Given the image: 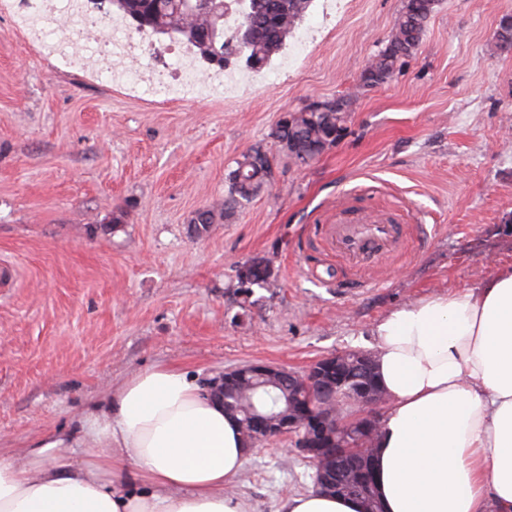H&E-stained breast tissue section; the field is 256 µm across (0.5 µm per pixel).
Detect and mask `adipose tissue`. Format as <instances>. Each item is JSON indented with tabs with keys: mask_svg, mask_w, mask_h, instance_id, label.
Listing matches in <instances>:
<instances>
[{
	"mask_svg": "<svg viewBox=\"0 0 512 512\" xmlns=\"http://www.w3.org/2000/svg\"><path fill=\"white\" fill-rule=\"evenodd\" d=\"M387 398L374 450L382 512H512V263L479 286L402 305L373 327ZM88 449L72 462L73 445ZM238 422L185 371L135 373L82 422L0 457V512H249L224 488ZM134 470L140 484L125 483ZM279 512H364L310 490Z\"/></svg>",
	"mask_w": 512,
	"mask_h": 512,
	"instance_id": "ef3b65f1",
	"label": "adipose tissue"
}]
</instances>
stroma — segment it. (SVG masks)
Here are the masks:
<instances>
[{"label": "stroma", "instance_id": "1", "mask_svg": "<svg viewBox=\"0 0 512 512\" xmlns=\"http://www.w3.org/2000/svg\"><path fill=\"white\" fill-rule=\"evenodd\" d=\"M401 0H322L287 77L242 98L162 101L63 67L0 15V448L78 432L103 395L158 364L197 382L266 362L305 370L374 351L397 306L477 286L512 263V51L491 50L512 0H438L425 34L386 84L360 74ZM350 99L336 143L306 165L269 137L282 113ZM261 145L272 176L249 203L195 236L223 202L236 159ZM424 225L379 284L332 260L315 225L342 201ZM271 259L264 287L240 265ZM285 439L250 452L228 488L278 512L313 486Z\"/></svg>", "mask_w": 512, "mask_h": 512}]
</instances>
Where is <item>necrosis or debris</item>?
I'll return each instance as SVG.
<instances>
[{
  "instance_id": "obj_1",
  "label": "necrosis or debris",
  "mask_w": 512,
  "mask_h": 512,
  "mask_svg": "<svg viewBox=\"0 0 512 512\" xmlns=\"http://www.w3.org/2000/svg\"><path fill=\"white\" fill-rule=\"evenodd\" d=\"M28 40L68 68L125 87L135 95L164 99L217 97L238 91L228 74L199 75L186 52H159L151 37L98 15L95 0H0Z\"/></svg>"
}]
</instances>
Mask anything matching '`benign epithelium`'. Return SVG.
<instances>
[{
  "label": "benign epithelium",
  "instance_id": "7a95c632",
  "mask_svg": "<svg viewBox=\"0 0 512 512\" xmlns=\"http://www.w3.org/2000/svg\"><path fill=\"white\" fill-rule=\"evenodd\" d=\"M353 356L352 365L371 374L374 355L353 351L331 354L311 364L304 371L284 366L250 362L224 370L207 381V389L221 401L226 395L247 380L261 381L279 378L296 394L295 406L288 408V416L272 417L265 411H252L246 421L248 448L274 438H286L297 452L315 469L314 487L325 492H345L344 468L339 460L353 456L361 460V476L364 484L374 487L372 464L367 457L366 445L344 444L338 441L347 428L346 408L355 406L364 418L380 425L379 407L384 401L382 393L372 385L350 396L342 386L346 379L342 369L346 358Z\"/></svg>",
  "mask_w": 512,
  "mask_h": 512
}]
</instances>
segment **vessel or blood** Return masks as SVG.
Returning a JSON list of instances; mask_svg holds the SVG:
<instances>
[{"instance_id": "b4317fda", "label": "vessel or blood", "mask_w": 512, "mask_h": 512, "mask_svg": "<svg viewBox=\"0 0 512 512\" xmlns=\"http://www.w3.org/2000/svg\"><path fill=\"white\" fill-rule=\"evenodd\" d=\"M407 230V225L375 212L340 210L325 234L328 246L346 265L370 269L403 254Z\"/></svg>"}]
</instances>
